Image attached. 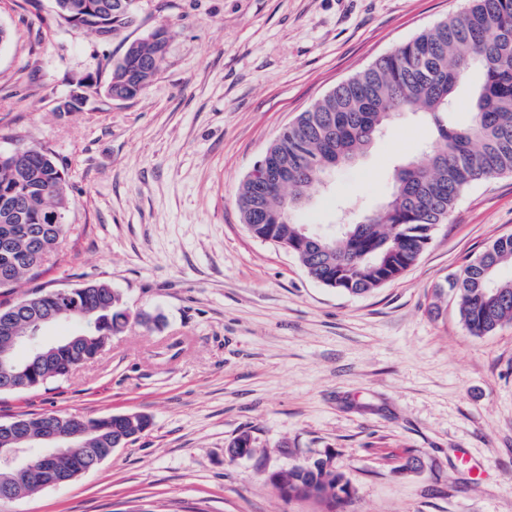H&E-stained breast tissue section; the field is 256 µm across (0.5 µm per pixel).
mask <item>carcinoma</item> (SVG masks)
Here are the masks:
<instances>
[{"mask_svg":"<svg viewBox=\"0 0 512 512\" xmlns=\"http://www.w3.org/2000/svg\"><path fill=\"white\" fill-rule=\"evenodd\" d=\"M122 1L127 7H111ZM85 8L68 17L69 25L105 30L118 35L132 21L134 0H75ZM166 32L162 29L128 45L105 75L84 81L87 91L116 92L123 99L139 96L154 80L164 59ZM477 67L483 83L473 93L469 123L458 126L443 115L455 111L454 97L464 73ZM401 112L426 115L435 125L438 141L421 160L395 169L389 199L359 221L327 234L319 249L299 242L303 227L297 216L312 201L324 176L368 151L389 121ZM270 160L288 168V180L267 194L246 179L238 192L242 223L255 238L283 245L308 275L324 283L337 279L339 289L352 295L370 293L406 270L427 248L432 230L444 223L462 192L476 182L512 174V0H470L463 12L443 20L357 71L348 80L302 112L269 147ZM64 169L42 147L23 146L19 157L0 156V289L13 291L42 273L44 262L66 236L67 222L49 216L67 214L70 198ZM264 196L265 217L255 223L252 210ZM512 264V235L502 236L448 281L459 304L467 331L484 336L512 322V279L498 276ZM78 304L91 314H64L59 322L75 326L82 337L80 350L62 349L39 372L37 386L64 380L79 355L89 360L122 333L130 323L122 293L105 280L88 281L66 299L55 289L37 288L22 299L0 306V352H7L15 371L32 358L18 359L21 346L12 342L30 329L46 309ZM55 413H22L32 437ZM151 419L140 413L83 418L73 427L70 456L59 469L71 479L80 476L85 449L103 448L109 438L141 437ZM269 481L285 499L314 498L327 512H342L354 488L349 479L324 462L275 471ZM50 487V481L31 483L13 469L0 466V492L18 489L24 496Z\"/></svg>","mask_w":512,"mask_h":512,"instance_id":"carcinoma-1","label":"carcinoma"}]
</instances>
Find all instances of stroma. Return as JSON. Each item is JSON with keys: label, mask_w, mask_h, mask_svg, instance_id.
Here are the masks:
<instances>
[{"label": "stroma", "mask_w": 512, "mask_h": 512, "mask_svg": "<svg viewBox=\"0 0 512 512\" xmlns=\"http://www.w3.org/2000/svg\"><path fill=\"white\" fill-rule=\"evenodd\" d=\"M468 0H138L104 42L55 0H0V149H47L66 171L70 233L34 287L106 280L131 325L67 381L0 394V422L58 411L151 416L145 436L70 484L0 512H322L268 476L325 461L355 493L346 512H512V323L468 333L445 289L512 234V175L477 182L397 279L353 296L253 238L238 189L295 118L358 70ZM169 32L132 100L61 101L127 45ZM435 129L400 115L368 154L331 171L300 215L336 223L393 189ZM443 298H436L437 289ZM250 431L256 452L233 459ZM415 466H407L408 458Z\"/></svg>", "instance_id": "1"}]
</instances>
